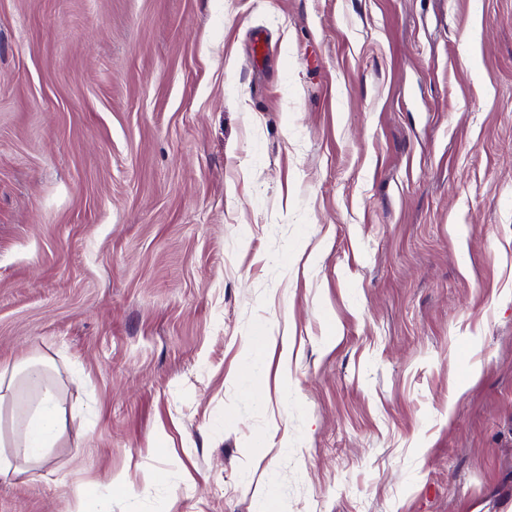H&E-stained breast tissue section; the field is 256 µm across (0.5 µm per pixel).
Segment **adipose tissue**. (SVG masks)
I'll list each match as a JSON object with an SVG mask.
<instances>
[{
    "label": "adipose tissue",
    "instance_id": "ef3b65f1",
    "mask_svg": "<svg viewBox=\"0 0 512 512\" xmlns=\"http://www.w3.org/2000/svg\"><path fill=\"white\" fill-rule=\"evenodd\" d=\"M46 368V362L31 361L0 373V409L10 400L16 381L38 391L22 419L11 422L9 432L0 431V481L11 480L26 467L44 465L63 432L67 409L47 381Z\"/></svg>",
    "mask_w": 512,
    "mask_h": 512
}]
</instances>
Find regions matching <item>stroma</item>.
Here are the masks:
<instances>
[{
	"label": "stroma",
	"mask_w": 512,
	"mask_h": 512,
	"mask_svg": "<svg viewBox=\"0 0 512 512\" xmlns=\"http://www.w3.org/2000/svg\"><path fill=\"white\" fill-rule=\"evenodd\" d=\"M35 357L0 512H512V0H0ZM47 361H31L0 373V422L5 402L13 394L19 377L25 386L37 389L34 404L23 413L20 421L11 416L10 433L0 427V481H9L23 473L27 466H42L49 450L58 443L66 423L67 409L53 385L46 379Z\"/></svg>",
	"instance_id": "stroma-1"
}]
</instances>
